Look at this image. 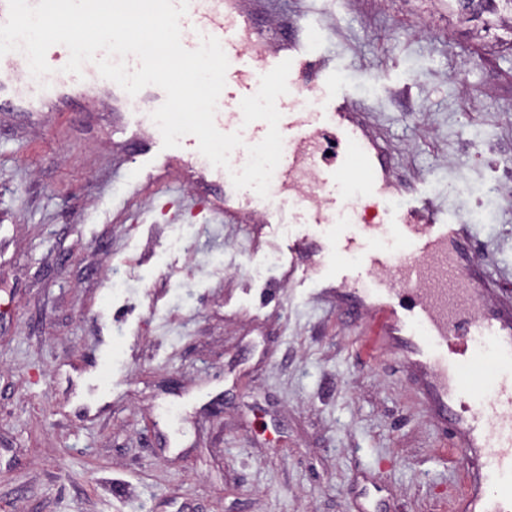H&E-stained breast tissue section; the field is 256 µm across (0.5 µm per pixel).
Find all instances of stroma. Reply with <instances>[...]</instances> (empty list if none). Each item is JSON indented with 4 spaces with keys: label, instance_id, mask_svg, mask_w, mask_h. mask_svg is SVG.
Instances as JSON below:
<instances>
[{
    "label": "stroma",
    "instance_id": "obj_1",
    "mask_svg": "<svg viewBox=\"0 0 512 512\" xmlns=\"http://www.w3.org/2000/svg\"><path fill=\"white\" fill-rule=\"evenodd\" d=\"M315 27L411 194L512 291V27L448 0H269ZM0 112V512H452L466 471L282 217L133 181L121 106Z\"/></svg>",
    "mask_w": 512,
    "mask_h": 512
}]
</instances>
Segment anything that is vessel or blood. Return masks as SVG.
<instances>
[{
    "label": "vessel or blood",
    "instance_id": "vessel-or-blood-1",
    "mask_svg": "<svg viewBox=\"0 0 512 512\" xmlns=\"http://www.w3.org/2000/svg\"><path fill=\"white\" fill-rule=\"evenodd\" d=\"M180 28L186 35L182 45L189 50L205 36L220 41L229 66L224 107L216 111L214 123L222 133H240L244 144L261 142L268 125L262 120L244 123L241 101L280 62L290 61L292 72L309 74L319 84H335L336 71L314 41L299 32L285 37L280 30L256 24L244 0H189ZM21 57L18 51L0 57V96L12 94L19 112L32 105L60 107L73 89L88 90L102 81L89 64L78 76L55 68L19 94L13 73ZM278 102L283 136L276 168L279 189L300 190L307 174L319 185L337 187L355 172L365 197L391 194L384 150L368 113L346 87L337 86L321 112L297 111L284 96ZM328 128L345 144L341 157L317 152V139ZM345 206L341 196H326L310 205L309 221L327 223L329 213ZM363 234L393 237L408 253L399 257L385 248L363 249L353 237L337 239V252L360 255L362 266L380 274L370 287L358 288L354 272L337 266V302L380 317V343L396 352L433 420L467 457L469 477L453 495L454 512H507L512 505V378L498 379L492 397L479 410L469 384L491 371L494 362L512 360V300L501 296L498 280L473 261L468 225L449 220L433 199L390 211L385 223L364 225Z\"/></svg>",
    "mask_w": 512,
    "mask_h": 512
}]
</instances>
